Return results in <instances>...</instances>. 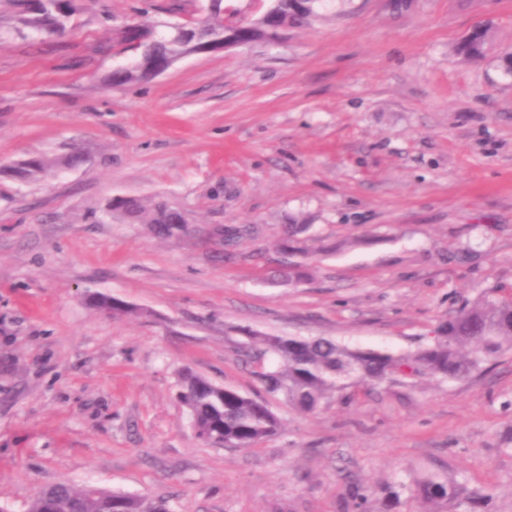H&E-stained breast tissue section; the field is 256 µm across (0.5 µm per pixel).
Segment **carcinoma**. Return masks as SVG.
I'll return each mask as SVG.
<instances>
[{
  "mask_svg": "<svg viewBox=\"0 0 512 512\" xmlns=\"http://www.w3.org/2000/svg\"><path fill=\"white\" fill-rule=\"evenodd\" d=\"M13 13L17 25L13 33L42 44L65 32L79 11L78 0H0ZM260 9L249 17L227 0H201L197 10L203 16L166 25L159 33L152 24L134 23L115 30L112 49L121 54L138 53L136 61L112 70L109 82L124 86L142 82L173 66L181 56L206 48L221 37L231 24H238L241 47L270 45L288 29L310 24L319 10L331 0H260ZM488 30L477 29L458 46L468 56L482 54ZM53 166L42 157L29 159L24 174L37 176ZM113 217L131 224H146L158 236L180 231L174 226L179 212L163 202L115 198ZM305 231L302 224H290L277 243V249L293 254L295 237ZM259 346V354L279 359L277 368L259 373L264 391L282 394L288 405L300 412H313L335 393L347 387V381H383L410 370L415 376H431L450 381L463 379L486 362L512 350V298L484 297L463 307L444 320L432 341L416 352L396 356L374 350L351 349L325 337L302 338L258 336L250 334ZM178 399L187 408L191 426L198 439L208 445L219 441L235 448H250L281 430V422L269 403L260 395H250L219 385L184 370L180 377ZM50 512H112V499L121 501V512H170L167 501L107 491L93 497L92 485L60 481L50 492ZM414 495L424 505L422 512H478L477 498L464 495L453 479L433 477L416 485Z\"/></svg>",
  "mask_w": 512,
  "mask_h": 512,
  "instance_id": "1",
  "label": "carcinoma"
}]
</instances>
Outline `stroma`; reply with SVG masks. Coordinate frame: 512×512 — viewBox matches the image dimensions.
I'll list each match as a JSON object with an SVG mask.
<instances>
[{"label":"stroma","instance_id":"stroma-1","mask_svg":"<svg viewBox=\"0 0 512 512\" xmlns=\"http://www.w3.org/2000/svg\"><path fill=\"white\" fill-rule=\"evenodd\" d=\"M83 0L50 45L0 46V506L69 481L172 512H420L447 476L512 512V353L470 377L351 385L279 435L201 444L183 369L261 390L244 330L400 355L480 296L512 297V0H348L272 46L112 86L113 29L164 0ZM488 28L483 56L457 47ZM34 156L53 168L17 170ZM118 197L190 222L159 238ZM306 277L272 281L285 225ZM243 229L233 245L217 228ZM138 310L113 319L93 297Z\"/></svg>","mask_w":512,"mask_h":512}]
</instances>
